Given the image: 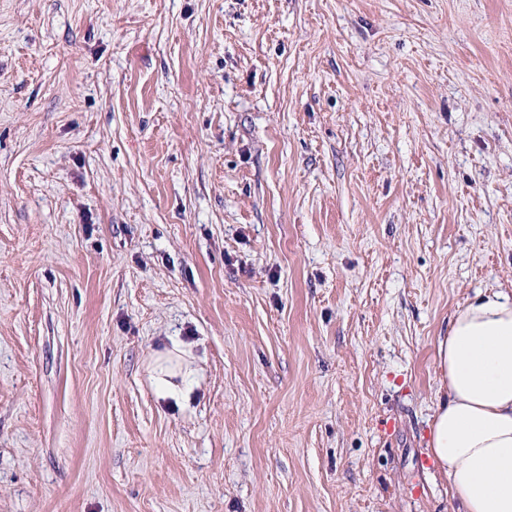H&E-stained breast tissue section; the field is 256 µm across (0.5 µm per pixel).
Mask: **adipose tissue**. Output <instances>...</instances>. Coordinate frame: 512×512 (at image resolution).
<instances>
[{
  "label": "adipose tissue",
  "instance_id": "obj_1",
  "mask_svg": "<svg viewBox=\"0 0 512 512\" xmlns=\"http://www.w3.org/2000/svg\"><path fill=\"white\" fill-rule=\"evenodd\" d=\"M191 350L180 340L148 365L155 395L186 403ZM440 387L428 455L458 512H512V293L490 288L455 310L436 351Z\"/></svg>",
  "mask_w": 512,
  "mask_h": 512
}]
</instances>
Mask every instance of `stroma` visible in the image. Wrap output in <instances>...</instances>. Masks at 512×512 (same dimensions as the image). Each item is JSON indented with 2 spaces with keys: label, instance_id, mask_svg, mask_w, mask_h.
<instances>
[{
  "label": "stroma",
  "instance_id": "stroma-1",
  "mask_svg": "<svg viewBox=\"0 0 512 512\" xmlns=\"http://www.w3.org/2000/svg\"><path fill=\"white\" fill-rule=\"evenodd\" d=\"M488 288L512 0H0V512H457ZM170 348L157 351L148 365L149 379L159 400L186 403L192 391L193 361L191 350L180 340L170 339Z\"/></svg>",
  "mask_w": 512,
  "mask_h": 512
}]
</instances>
